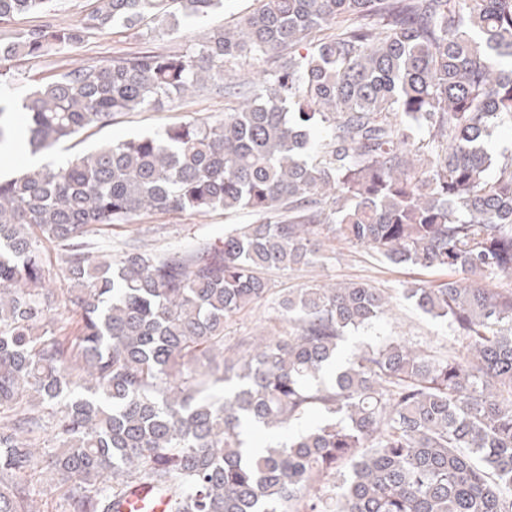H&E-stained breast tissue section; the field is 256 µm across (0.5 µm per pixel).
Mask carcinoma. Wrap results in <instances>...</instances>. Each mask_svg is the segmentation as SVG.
<instances>
[{
  "label": "carcinoma",
  "mask_w": 512,
  "mask_h": 512,
  "mask_svg": "<svg viewBox=\"0 0 512 512\" xmlns=\"http://www.w3.org/2000/svg\"><path fill=\"white\" fill-rule=\"evenodd\" d=\"M51 2L0 0V19ZM259 2L190 54L84 61L22 101L42 149L210 82L242 104L0 179V512H34L36 471L62 512H114L138 485L168 512H512V153L491 175L485 147L512 120V0ZM222 5L94 0L78 25L1 40L0 80L92 31ZM245 59L269 66L266 89L224 80ZM18 129L0 105V145ZM217 210L258 223L218 245H103L113 224ZM333 240L448 275L402 296L464 353L393 337L341 359L388 314L367 282L290 289L288 330L224 341L267 272L312 266ZM46 243L66 288L48 287ZM311 412L319 425L248 447L247 428Z\"/></svg>",
  "instance_id": "cac0c4a2"
}]
</instances>
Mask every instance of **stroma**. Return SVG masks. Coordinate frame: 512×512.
Segmentation results:
<instances>
[{"label": "stroma", "mask_w": 512, "mask_h": 512, "mask_svg": "<svg viewBox=\"0 0 512 512\" xmlns=\"http://www.w3.org/2000/svg\"><path fill=\"white\" fill-rule=\"evenodd\" d=\"M91 2L55 0L51 13H32L0 22V39L42 25L50 18L64 25L77 24L88 12ZM256 5L257 0H225L223 7L209 16L186 20L174 30L159 32L144 27L127 29L118 25L88 34L75 55L17 59L12 67L13 79L0 83V103L20 106L22 99L38 84L67 71L71 58L75 56L96 62L147 48L171 53L191 51L208 33L233 24L250 13ZM232 104V99L225 96L221 84H210L193 96L173 100L158 110L118 114L109 125L87 128L54 150L43 153L42 158L44 162L52 163L71 153H89L106 141L136 138L193 119H220ZM255 221V215L246 211H217L205 215L153 214L141 218L136 224L113 225L109 235L116 247L130 239L141 238L169 248L202 238L217 243L233 228ZM326 254L324 262L312 267L270 272L271 299L228 320L224 325L226 339L234 341L259 335L266 330H281L282 325L276 318L272 299L288 289L342 280H365L375 287L386 289L392 295L393 316L379 321L371 330L348 337L343 345L345 353H352L364 345H375L395 336L401 337L412 347L427 348L440 355L447 354L449 348L454 347L455 342L449 337L446 327L422 313L400 294L401 288L408 283L432 280L431 272L390 266L370 252L344 242H330Z\"/></svg>", "instance_id": "stroma-1"}]
</instances>
